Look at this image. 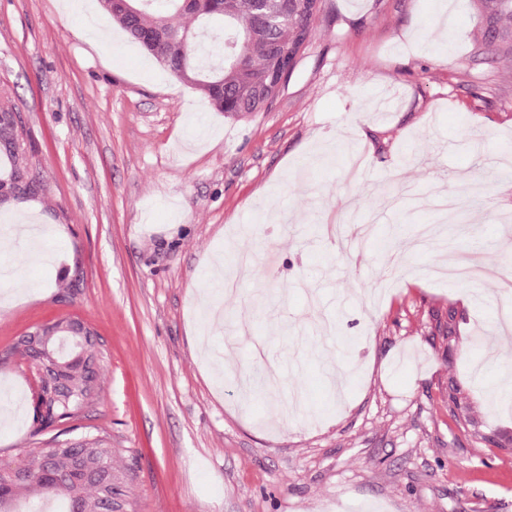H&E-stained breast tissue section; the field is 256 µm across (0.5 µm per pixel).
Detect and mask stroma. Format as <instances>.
I'll return each instance as SVG.
<instances>
[{
	"label": "stroma",
	"instance_id": "obj_1",
	"mask_svg": "<svg viewBox=\"0 0 512 512\" xmlns=\"http://www.w3.org/2000/svg\"><path fill=\"white\" fill-rule=\"evenodd\" d=\"M59 2L0 0V90L47 186L0 211V397L24 398L0 466L89 433L126 476L114 512H512V332L494 328L512 245L491 230L512 217L492 164L512 61L469 0H325L276 101L242 119ZM475 250L483 281L433 276ZM218 257L238 290L209 306ZM68 316L106 346L100 400L37 435L7 349ZM257 345L276 386L244 396Z\"/></svg>",
	"mask_w": 512,
	"mask_h": 512
}]
</instances>
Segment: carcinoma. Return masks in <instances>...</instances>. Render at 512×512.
<instances>
[{
	"label": "carcinoma",
	"instance_id": "1",
	"mask_svg": "<svg viewBox=\"0 0 512 512\" xmlns=\"http://www.w3.org/2000/svg\"><path fill=\"white\" fill-rule=\"evenodd\" d=\"M135 10L102 9L181 83L197 90L220 112L243 116L263 110L259 90L272 73L289 76L296 67L283 50L311 39L316 20L303 0H135ZM477 40L488 49L512 54V0H477ZM15 107L0 98V184L10 194L0 208H17L45 191L44 182L22 166L23 132ZM99 368L88 384L69 388L52 381L43 390L40 432L79 417L99 395ZM27 475L0 476V512H18L22 495L60 500L62 512H103L100 481L76 452L50 458L33 454Z\"/></svg>",
	"mask_w": 512,
	"mask_h": 512
}]
</instances>
